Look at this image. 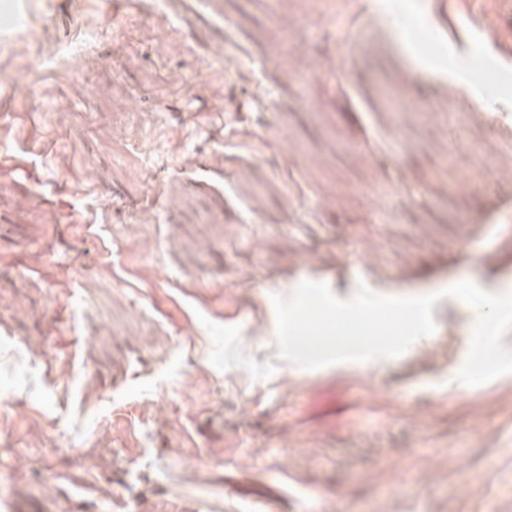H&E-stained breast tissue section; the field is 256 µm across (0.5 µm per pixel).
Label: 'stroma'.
Returning a JSON list of instances; mask_svg holds the SVG:
<instances>
[{
  "label": "stroma",
  "instance_id": "stroma-1",
  "mask_svg": "<svg viewBox=\"0 0 512 512\" xmlns=\"http://www.w3.org/2000/svg\"><path fill=\"white\" fill-rule=\"evenodd\" d=\"M467 0H14L0 28V512H512V11ZM418 57L423 79L403 74ZM468 89L467 113L449 85ZM498 160L487 186L484 160ZM441 293L385 363L283 360L306 280ZM466 3L471 7L477 8L480 15L477 25L482 29L486 37L490 40L497 41L496 29L498 27V20L492 4L487 0H470Z\"/></svg>",
  "mask_w": 512,
  "mask_h": 512
}]
</instances>
